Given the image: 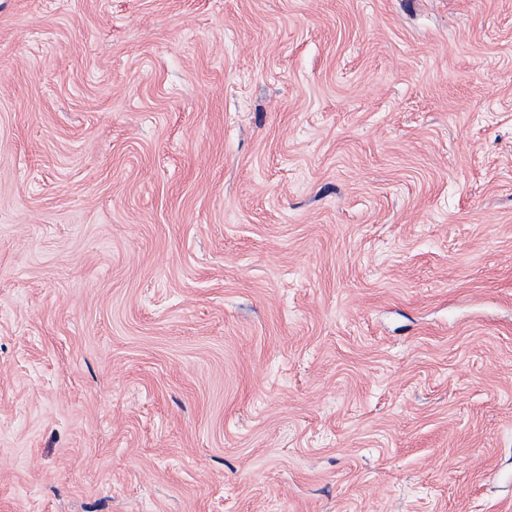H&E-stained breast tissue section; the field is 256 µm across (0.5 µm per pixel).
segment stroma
Masks as SVG:
<instances>
[{
  "mask_svg": "<svg viewBox=\"0 0 512 512\" xmlns=\"http://www.w3.org/2000/svg\"><path fill=\"white\" fill-rule=\"evenodd\" d=\"M0 512H512V0H0Z\"/></svg>",
  "mask_w": 512,
  "mask_h": 512,
  "instance_id": "obj_1",
  "label": "stroma"
}]
</instances>
